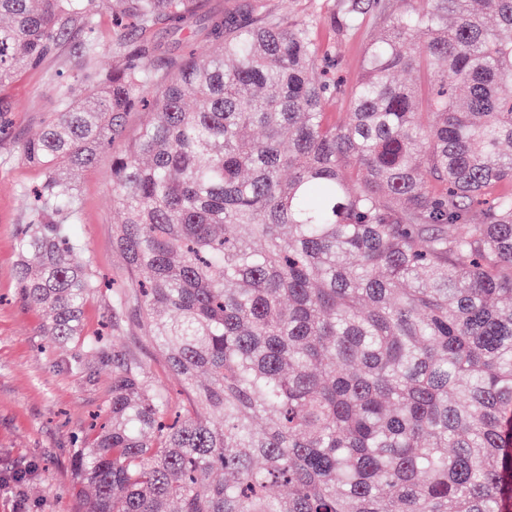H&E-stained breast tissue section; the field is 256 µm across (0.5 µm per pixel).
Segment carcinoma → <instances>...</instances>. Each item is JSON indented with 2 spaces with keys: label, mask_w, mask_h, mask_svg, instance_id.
Here are the masks:
<instances>
[{
  "label": "carcinoma",
  "mask_w": 512,
  "mask_h": 512,
  "mask_svg": "<svg viewBox=\"0 0 512 512\" xmlns=\"http://www.w3.org/2000/svg\"><path fill=\"white\" fill-rule=\"evenodd\" d=\"M420 2L370 42L338 126L336 46L264 0H0V134L20 73L99 8L117 32L22 145L42 175L18 295L72 371L112 364L75 440L80 512H512V0ZM378 5L325 22L344 37ZM414 70L427 90L392 79ZM124 135L113 325L134 319L181 400L83 333L100 281L71 259V175Z\"/></svg>",
  "instance_id": "carcinoma-1"
}]
</instances>
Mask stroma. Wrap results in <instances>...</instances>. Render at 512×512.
Segmentation results:
<instances>
[{
  "instance_id": "stroma-1",
  "label": "stroma",
  "mask_w": 512,
  "mask_h": 512,
  "mask_svg": "<svg viewBox=\"0 0 512 512\" xmlns=\"http://www.w3.org/2000/svg\"><path fill=\"white\" fill-rule=\"evenodd\" d=\"M417 0H380L365 24L350 35L333 39L328 26H320V41L335 40L339 54L337 75L344 87L353 86L362 73L368 43ZM112 15L100 10L93 34L68 36L58 56L42 68L20 75L10 86L16 109L9 120L11 133L0 137V512H17L16 496L24 494V512H79L71 496V454L76 435L87 425L88 414L111 394L112 369L99 367L93 378L69 368L71 350L47 345L45 318L16 296L13 269L14 240L25 223L28 203L17 190L35 184L40 171L21 155L23 142L37 134L54 110L57 85L78 79L88 69L112 61ZM94 40L97 51L87 58L82 49ZM124 146L115 140L100 154L97 164L75 178L81 209L78 233L85 247L76 261L92 258L100 276L119 279L123 260L112 247L110 167L112 155ZM21 482H14V475Z\"/></svg>"
}]
</instances>
